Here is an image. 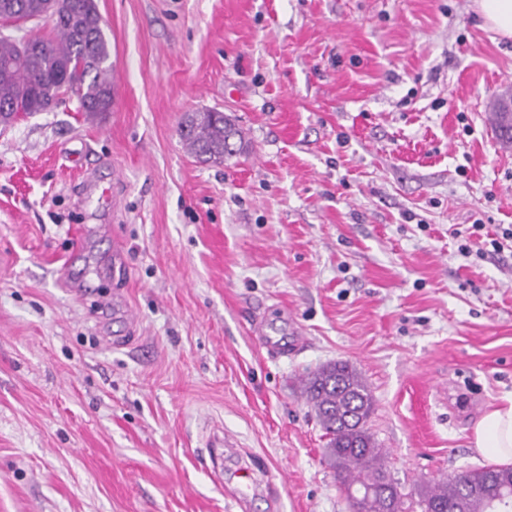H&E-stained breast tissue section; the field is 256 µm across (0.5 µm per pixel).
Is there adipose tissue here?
Segmentation results:
<instances>
[{"label":"adipose tissue","instance_id":"adipose-tissue-1","mask_svg":"<svg viewBox=\"0 0 512 512\" xmlns=\"http://www.w3.org/2000/svg\"><path fill=\"white\" fill-rule=\"evenodd\" d=\"M471 442L484 459L512 463V394L481 415L473 427Z\"/></svg>","mask_w":512,"mask_h":512}]
</instances>
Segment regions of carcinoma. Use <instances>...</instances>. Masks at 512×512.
<instances>
[{
    "mask_svg": "<svg viewBox=\"0 0 512 512\" xmlns=\"http://www.w3.org/2000/svg\"><path fill=\"white\" fill-rule=\"evenodd\" d=\"M50 0H0V16L26 22L49 19L54 36L35 35L21 48L0 35V124L13 122L11 107L43 112L57 105L63 87L77 100L78 111L95 115L112 108L109 43L94 0H69L70 8L54 14ZM187 148L205 162L220 163L237 150L231 141L241 132L222 112H195L178 127ZM303 395L327 437L326 456L350 493L369 488L361 512H404L403 495L393 483H382L383 449L367 428L374 409L368 386L343 363L328 364L309 374ZM422 512H512V467L471 469L420 490Z\"/></svg>",
    "mask_w": 512,
    "mask_h": 512,
    "instance_id": "1",
    "label": "carcinoma"
}]
</instances>
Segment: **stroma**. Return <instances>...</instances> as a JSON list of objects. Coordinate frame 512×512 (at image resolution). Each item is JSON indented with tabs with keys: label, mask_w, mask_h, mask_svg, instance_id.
Wrapping results in <instances>:
<instances>
[{
	"label": "stroma",
	"mask_w": 512,
	"mask_h": 512,
	"mask_svg": "<svg viewBox=\"0 0 512 512\" xmlns=\"http://www.w3.org/2000/svg\"><path fill=\"white\" fill-rule=\"evenodd\" d=\"M95 4L112 110L0 132V512H349L302 395L336 361L409 512L484 467L472 428L512 393V249L486 245L512 226L487 117L512 39L474 0ZM206 110L244 135L221 164L177 132Z\"/></svg>",
	"instance_id": "obj_1"
}]
</instances>
